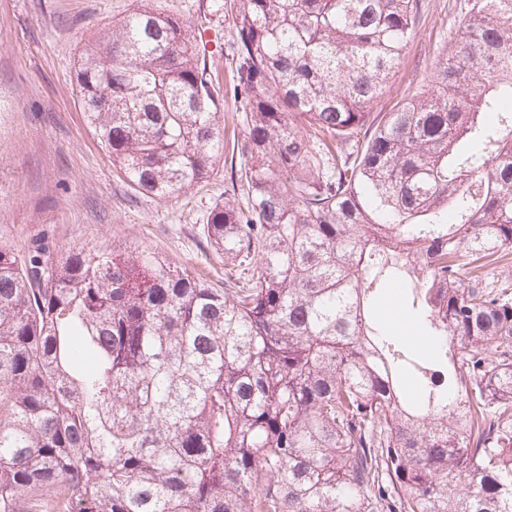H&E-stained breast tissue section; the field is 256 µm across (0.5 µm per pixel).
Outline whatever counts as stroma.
Returning <instances> with one entry per match:
<instances>
[{"instance_id": "obj_1", "label": "stroma", "mask_w": 512, "mask_h": 512, "mask_svg": "<svg viewBox=\"0 0 512 512\" xmlns=\"http://www.w3.org/2000/svg\"><path fill=\"white\" fill-rule=\"evenodd\" d=\"M191 32L216 36L205 59L222 96L224 144L243 139L242 112L229 95L235 33L225 0H154ZM407 47L374 102L389 112L429 88L433 63L468 0H423ZM135 0H0V245L25 258L36 242L51 253L137 246L223 287L232 260L207 246L202 226L230 189L220 163L187 193L159 198L134 191L86 128L75 63L103 33L135 8Z\"/></svg>"}]
</instances>
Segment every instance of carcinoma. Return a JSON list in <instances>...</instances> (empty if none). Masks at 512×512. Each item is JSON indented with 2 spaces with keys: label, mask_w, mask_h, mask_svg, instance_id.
<instances>
[{
  "label": "carcinoma",
  "mask_w": 512,
  "mask_h": 512,
  "mask_svg": "<svg viewBox=\"0 0 512 512\" xmlns=\"http://www.w3.org/2000/svg\"><path fill=\"white\" fill-rule=\"evenodd\" d=\"M421 7L230 0L224 287L136 247L0 246V512H512V0H468L430 89L375 115ZM201 53L140 0L77 61L139 193L224 159ZM387 277L426 349L374 316Z\"/></svg>",
  "instance_id": "cac0c4a2"
}]
</instances>
